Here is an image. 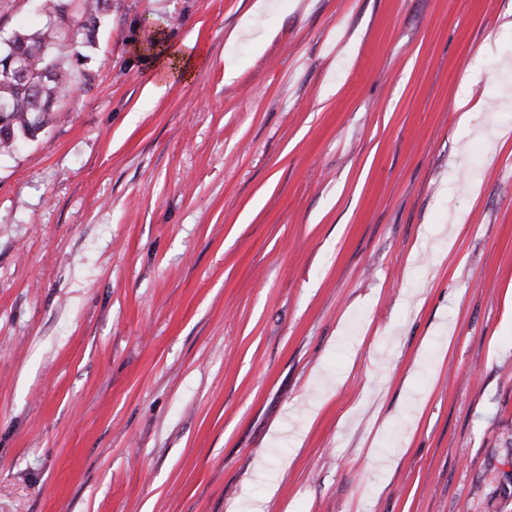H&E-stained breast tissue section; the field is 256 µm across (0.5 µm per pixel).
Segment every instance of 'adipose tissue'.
I'll return each mask as SVG.
<instances>
[{"label":"adipose tissue","instance_id":"ef3b65f1","mask_svg":"<svg viewBox=\"0 0 512 512\" xmlns=\"http://www.w3.org/2000/svg\"><path fill=\"white\" fill-rule=\"evenodd\" d=\"M135 51L151 60L154 69L152 89L158 93L175 83L190 81L202 61L201 54L192 45L178 46L160 33L154 34L152 42L137 44Z\"/></svg>","mask_w":512,"mask_h":512}]
</instances>
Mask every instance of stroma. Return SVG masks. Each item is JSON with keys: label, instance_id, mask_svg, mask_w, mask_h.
I'll list each match as a JSON object with an SVG mask.
<instances>
[{"label": "stroma", "instance_id": "stroma-1", "mask_svg": "<svg viewBox=\"0 0 512 512\" xmlns=\"http://www.w3.org/2000/svg\"><path fill=\"white\" fill-rule=\"evenodd\" d=\"M156 29L209 59L157 96ZM84 53L0 156V512H512V0H112Z\"/></svg>", "mask_w": 512, "mask_h": 512}]
</instances>
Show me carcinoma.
<instances>
[{"mask_svg":"<svg viewBox=\"0 0 512 512\" xmlns=\"http://www.w3.org/2000/svg\"><path fill=\"white\" fill-rule=\"evenodd\" d=\"M50 2V20L43 29L16 31L0 41V155L11 151L19 134L36 137L69 88L71 73L48 59V49L65 41L93 45L112 8V0H81L75 10L74 0Z\"/></svg>","mask_w":512,"mask_h":512,"instance_id":"cac0c4a2","label":"carcinoma"}]
</instances>
